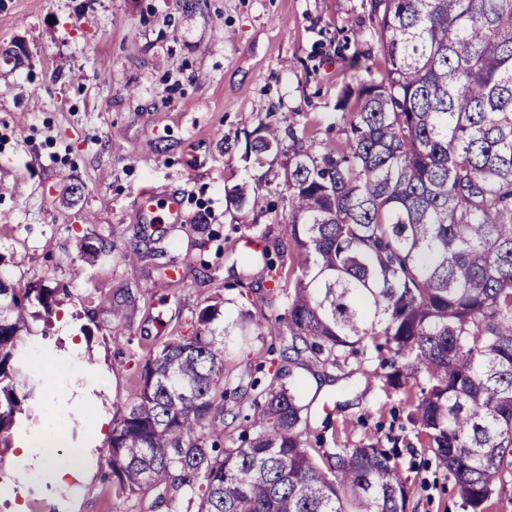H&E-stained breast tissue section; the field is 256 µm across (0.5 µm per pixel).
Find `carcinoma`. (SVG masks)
I'll return each mask as SVG.
<instances>
[{
	"label": "carcinoma",
	"mask_w": 512,
	"mask_h": 512,
	"mask_svg": "<svg viewBox=\"0 0 512 512\" xmlns=\"http://www.w3.org/2000/svg\"><path fill=\"white\" fill-rule=\"evenodd\" d=\"M385 58L378 79L351 75L338 108L350 135L325 153L292 137L283 234L301 258L281 305L282 361L309 353L331 381L384 369L407 422L454 480L463 512H497L512 475V0H371ZM276 131L255 139L260 156ZM252 224L246 187L233 189ZM56 288L0 274V456L47 378L19 352L28 310L50 314ZM219 304L189 336L145 360L117 414L106 463L118 497L187 512H408L412 487L380 440L325 450L303 438L301 385L280 371L241 405L227 387ZM263 323L245 313L241 343ZM244 421L224 445V415Z\"/></svg>",
	"instance_id": "1"
}]
</instances>
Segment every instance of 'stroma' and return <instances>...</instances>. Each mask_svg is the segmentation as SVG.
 Masks as SVG:
<instances>
[{
  "instance_id": "1",
  "label": "stroma",
  "mask_w": 512,
  "mask_h": 512,
  "mask_svg": "<svg viewBox=\"0 0 512 512\" xmlns=\"http://www.w3.org/2000/svg\"><path fill=\"white\" fill-rule=\"evenodd\" d=\"M369 13L370 0H0V275L59 291L24 338L54 382L44 406L89 462L63 484L29 470L0 491V512H141L112 492V404L146 352L191 335L203 307L219 304L226 323L267 313L268 275L241 260L255 235L284 248V271L299 276L282 232L291 135L320 149L346 140V63L361 56L375 77L385 67ZM270 128L281 145L256 161L249 146ZM238 185L257 223H239L228 198ZM147 188L178 195L184 222L145 223ZM127 294L126 316L113 319ZM281 343L267 328L244 346L228 338L231 381L254 376ZM87 354L98 368L90 383ZM289 370L311 404L308 438L324 435L329 448L395 439L412 512H459L447 472L414 444L401 395L374 377L327 383L307 360ZM79 387L92 404L76 403Z\"/></svg>"
}]
</instances>
